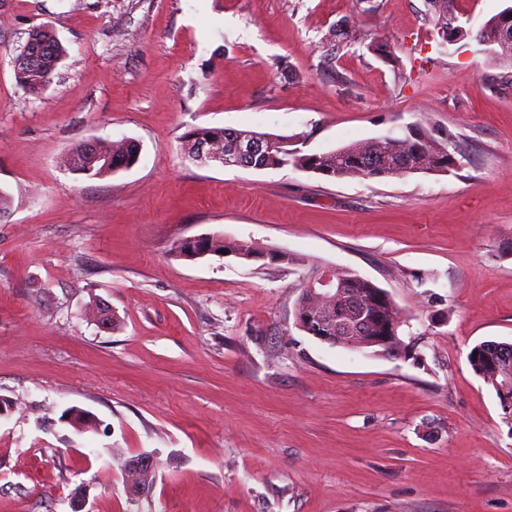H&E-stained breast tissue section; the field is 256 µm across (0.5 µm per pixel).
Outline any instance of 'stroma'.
Returning <instances> with one entry per match:
<instances>
[{
  "instance_id": "1",
  "label": "stroma",
  "mask_w": 512,
  "mask_h": 512,
  "mask_svg": "<svg viewBox=\"0 0 512 512\" xmlns=\"http://www.w3.org/2000/svg\"><path fill=\"white\" fill-rule=\"evenodd\" d=\"M510 5L455 0L471 36L444 47L425 0H0V512H71L80 487L89 512H512V426L467 359L512 343V63L473 37ZM40 25L67 55L36 96L13 58ZM409 126L457 135L462 170L330 179L182 149L196 127L320 153ZM97 138L138 141L137 164L67 171ZM212 234L304 264L171 252ZM324 266L391 296L408 357L298 328ZM136 457V458H135ZM125 464V489L129 496H143L153 485V476L157 468L156 458L149 453L133 456Z\"/></svg>"
}]
</instances>
